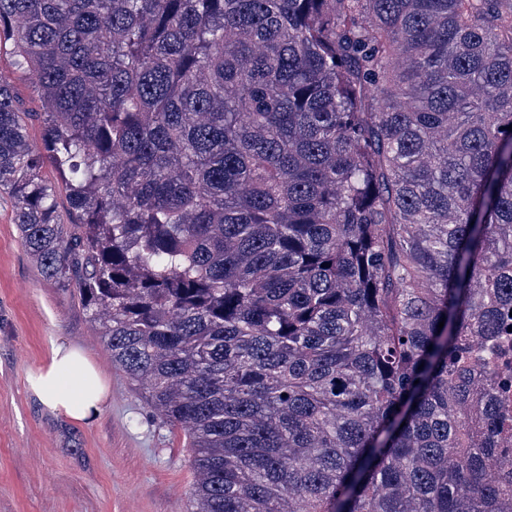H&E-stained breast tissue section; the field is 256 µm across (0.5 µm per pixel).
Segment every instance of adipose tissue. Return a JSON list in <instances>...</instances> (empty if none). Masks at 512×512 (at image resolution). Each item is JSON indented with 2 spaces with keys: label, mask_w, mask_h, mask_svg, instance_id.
I'll return each mask as SVG.
<instances>
[{
  "label": "adipose tissue",
  "mask_w": 512,
  "mask_h": 512,
  "mask_svg": "<svg viewBox=\"0 0 512 512\" xmlns=\"http://www.w3.org/2000/svg\"><path fill=\"white\" fill-rule=\"evenodd\" d=\"M39 401L55 414L89 422L103 410L108 386L84 351L66 342H55L48 363L29 377Z\"/></svg>",
  "instance_id": "obj_1"
}]
</instances>
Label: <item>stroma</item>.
<instances>
[{
  "instance_id": "stroma-1",
  "label": "stroma",
  "mask_w": 512,
  "mask_h": 512,
  "mask_svg": "<svg viewBox=\"0 0 512 512\" xmlns=\"http://www.w3.org/2000/svg\"><path fill=\"white\" fill-rule=\"evenodd\" d=\"M0 192V512H192V450L112 361L77 287L44 278ZM83 348L110 385L89 423L55 416L28 377L54 341Z\"/></svg>"
}]
</instances>
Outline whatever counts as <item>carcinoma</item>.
<instances>
[{
	"label": "carcinoma",
	"mask_w": 512,
	"mask_h": 512,
	"mask_svg": "<svg viewBox=\"0 0 512 512\" xmlns=\"http://www.w3.org/2000/svg\"><path fill=\"white\" fill-rule=\"evenodd\" d=\"M2 48L22 244L194 512H512V0H0ZM0 72L12 81L15 96L22 100L30 110L37 112L39 109L37 92L29 80L15 72L13 60L4 49L0 52ZM505 337L506 356L502 358L500 371L502 377L507 382L506 389H502L498 394V408L502 414L512 419V332Z\"/></svg>",
	"instance_id": "cac0c4a2"
}]
</instances>
